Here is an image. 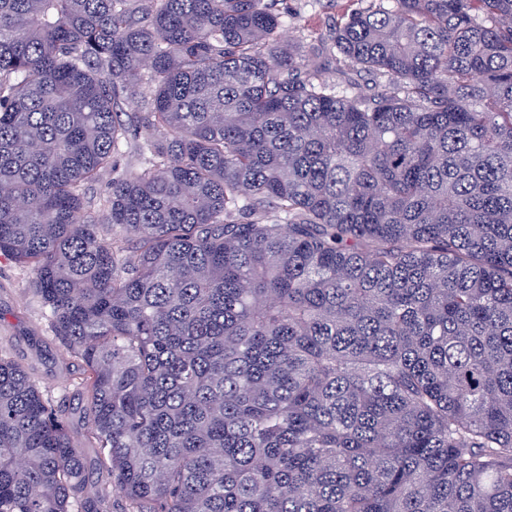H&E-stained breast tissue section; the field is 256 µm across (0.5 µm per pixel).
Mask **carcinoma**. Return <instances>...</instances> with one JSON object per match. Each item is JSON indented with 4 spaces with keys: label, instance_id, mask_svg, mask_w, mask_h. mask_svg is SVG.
I'll use <instances>...</instances> for the list:
<instances>
[{
    "label": "carcinoma",
    "instance_id": "obj_1",
    "mask_svg": "<svg viewBox=\"0 0 512 512\" xmlns=\"http://www.w3.org/2000/svg\"><path fill=\"white\" fill-rule=\"evenodd\" d=\"M275 2L0 0V257L123 495L0 353V512H512V0L351 13L369 96ZM319 73L328 84L335 86L336 92L340 93L352 90L356 92H363L365 94H372L380 89V86L385 81V79H380L379 77L375 76L362 74L361 77H356L352 75V77L356 79V83L358 85L351 86L347 81V75L335 71L334 69L330 68L329 70H322L319 71Z\"/></svg>",
    "mask_w": 512,
    "mask_h": 512
}]
</instances>
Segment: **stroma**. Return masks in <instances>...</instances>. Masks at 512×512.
<instances>
[{
    "label": "stroma",
    "instance_id": "35a3bbf8",
    "mask_svg": "<svg viewBox=\"0 0 512 512\" xmlns=\"http://www.w3.org/2000/svg\"><path fill=\"white\" fill-rule=\"evenodd\" d=\"M372 0H280L285 39L305 47H330L336 24ZM0 348L28 366L45 398L61 409L70 434L82 444L89 476H96L82 363L55 338L28 267L0 258Z\"/></svg>",
    "mask_w": 512,
    "mask_h": 512
}]
</instances>
